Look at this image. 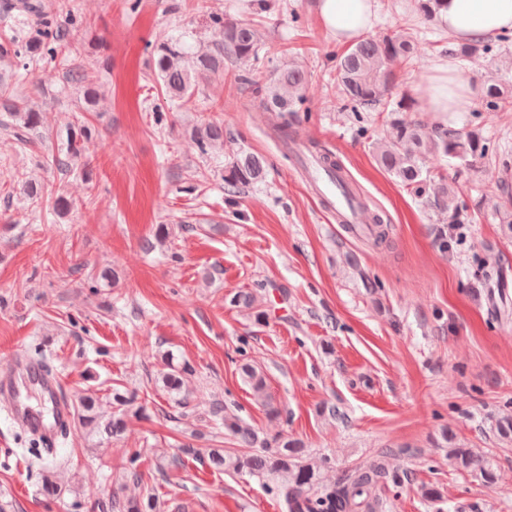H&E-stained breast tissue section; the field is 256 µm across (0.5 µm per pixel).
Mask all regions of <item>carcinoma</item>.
Here are the masks:
<instances>
[{
    "mask_svg": "<svg viewBox=\"0 0 512 512\" xmlns=\"http://www.w3.org/2000/svg\"><path fill=\"white\" fill-rule=\"evenodd\" d=\"M4 9L23 18L29 32L0 42V129L25 147L33 143L32 135L40 125L41 113L34 108L31 99L14 93L15 81L20 71L27 69L33 61L52 63L74 59L82 46V21L72 16L62 0L58 3L57 9L66 11L71 26L70 39L65 41L62 32L49 19L51 10L44 0H8ZM214 23L222 29L223 41L213 50L192 54L185 42L172 37H164L154 45V70L167 100L189 102L196 90V75L224 73L226 57L239 61L259 59L262 43L253 24L219 17ZM485 50L486 47L479 43H460L450 50V54L464 60ZM414 55L415 42L403 33L364 39L336 59V84L352 108H380L393 115L392 134L376 146L378 163L401 185L427 198L428 205L448 211L456 221L459 216L456 193L448 187L445 178L432 176L423 167L421 159L426 152L434 151L456 160L458 166L468 168L485 157L487 145L474 131L437 127L427 132L420 125L400 117V113L409 111L410 103L404 97H393L398 77L390 64L398 59L410 61ZM65 74L67 80L81 88L84 107L82 113L68 122L66 139L58 144L48 162L71 173L77 169L80 159L84 160L83 166L89 165L87 152L91 129L87 113L96 105L100 93L94 73L86 67L71 66L66 68ZM277 82L292 90L295 98L287 99L258 85L255 91L261 96L263 107L295 113L292 106L304 103L307 72L290 65L279 71ZM481 98L488 110H496L508 103L497 85L486 87ZM194 138L200 154L207 155L214 146L224 143V126L206 123L196 129ZM265 174V159L242 151L224 168V188L232 194L238 193L263 181ZM164 366V388L178 396V403H187L185 381L193 369L185 362L174 361L170 355L164 357ZM243 372L267 414L273 418L281 416L282 410L274 405L267 393L265 377L247 365ZM96 404L97 397L93 392L79 397L78 423L85 428L101 427L110 437L121 435L126 426L124 414H114L102 423L95 414ZM212 414L232 431L243 450L203 449L185 444L180 448L181 454L192 459L203 457L212 467L227 473L248 472L268 479L272 483L270 489L282 500L285 512H381L383 501L378 490L390 480L398 482V477L390 473L386 452L332 482L323 476L318 466L308 461L306 449L300 443L276 439L262 452L249 453L247 449L258 440L256 432L225 414L220 405L213 408ZM448 461L458 471L479 473L486 482L496 478L492 463L478 458L467 448L456 445L449 448Z\"/></svg>",
    "mask_w": 512,
    "mask_h": 512,
    "instance_id": "1",
    "label": "carcinoma"
}]
</instances>
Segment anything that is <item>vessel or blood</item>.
<instances>
[{
	"instance_id": "vessel-or-blood-1",
	"label": "vessel or blood",
	"mask_w": 512,
	"mask_h": 512,
	"mask_svg": "<svg viewBox=\"0 0 512 512\" xmlns=\"http://www.w3.org/2000/svg\"><path fill=\"white\" fill-rule=\"evenodd\" d=\"M304 168L316 193L326 201L335 202L337 223H362L363 217L353 199L340 186L341 172L312 159L305 160ZM7 368L8 379L0 382V401L8 405L11 420L46 442H54L61 430L69 428L73 415L61 378L20 355L13 357Z\"/></svg>"
}]
</instances>
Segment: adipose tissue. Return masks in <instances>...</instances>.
I'll use <instances>...</instances> for the list:
<instances>
[{
  "instance_id": "adipose-tissue-1",
  "label": "adipose tissue",
  "mask_w": 512,
  "mask_h": 512,
  "mask_svg": "<svg viewBox=\"0 0 512 512\" xmlns=\"http://www.w3.org/2000/svg\"><path fill=\"white\" fill-rule=\"evenodd\" d=\"M318 17L330 40L350 44L370 32L377 20L375 0H318ZM436 22L456 42L480 41L512 34V0H448ZM420 90L427 112L461 114L475 105L473 91L455 66L439 61Z\"/></svg>"
}]
</instances>
